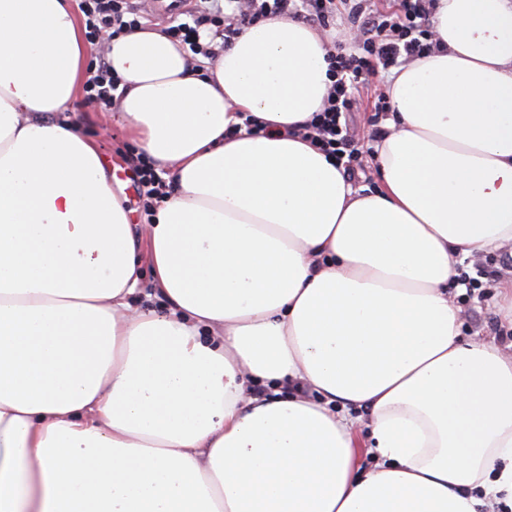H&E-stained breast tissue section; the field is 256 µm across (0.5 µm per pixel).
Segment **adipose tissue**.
Segmentation results:
<instances>
[{
	"instance_id": "1",
	"label": "adipose tissue",
	"mask_w": 512,
	"mask_h": 512,
	"mask_svg": "<svg viewBox=\"0 0 512 512\" xmlns=\"http://www.w3.org/2000/svg\"><path fill=\"white\" fill-rule=\"evenodd\" d=\"M437 2L373 192L296 132L326 32L272 15L199 66L104 37L112 118L172 187L135 224L68 113L75 11L0 0V512L512 508V356L448 295L512 243V0Z\"/></svg>"
}]
</instances>
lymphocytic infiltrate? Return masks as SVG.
<instances>
[{
	"label": "lymphocytic infiltrate",
	"mask_w": 512,
	"mask_h": 512,
	"mask_svg": "<svg viewBox=\"0 0 512 512\" xmlns=\"http://www.w3.org/2000/svg\"><path fill=\"white\" fill-rule=\"evenodd\" d=\"M435 6L436 0H399L395 10L384 12L374 0H199L189 21L169 26L166 33L188 46L193 55L213 60L216 50L200 41L203 28H219L229 44L243 28L274 14L325 29L335 20L337 9H344L354 44L331 43L332 84L321 111L304 124L303 131L349 173L364 153L347 123L356 94L368 88L379 71L400 66L433 48ZM80 9L86 34L93 41L106 32L116 36L143 25L141 11L131 0H80Z\"/></svg>",
	"instance_id": "f902f5d3"
}]
</instances>
